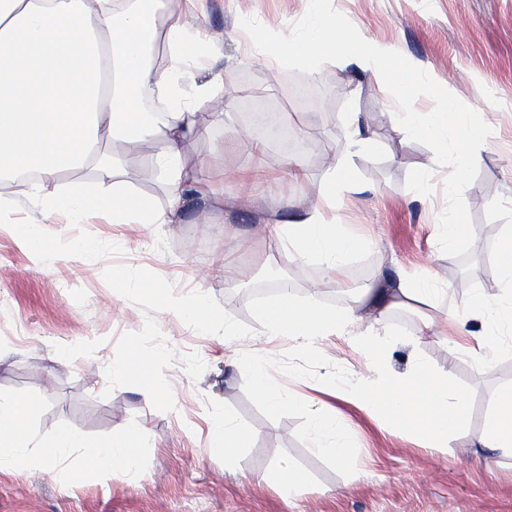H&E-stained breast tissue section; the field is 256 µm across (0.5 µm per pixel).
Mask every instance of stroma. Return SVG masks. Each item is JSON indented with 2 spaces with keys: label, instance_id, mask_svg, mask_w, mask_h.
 <instances>
[{
  "label": "stroma",
  "instance_id": "stroma-1",
  "mask_svg": "<svg viewBox=\"0 0 512 512\" xmlns=\"http://www.w3.org/2000/svg\"><path fill=\"white\" fill-rule=\"evenodd\" d=\"M204 23L223 33V127L187 137L182 161L223 194V204L186 212L182 224H53L56 251L31 255L11 225L41 216L37 198H17L1 216L0 393L35 401L29 420L34 441L46 442L67 426L88 441L121 438L141 426L137 477L103 478L82 469L73 455L71 476L50 469L0 471V512H512V456L449 444L432 455L418 438L381 431L349 404L368 370L348 344L330 336L302 347L261 336L258 306L275 298L280 280L302 300L316 294L327 310L341 308L379 273L416 277L432 273L459 308L474 289L489 301L502 295L497 250L512 233V0H332L369 42L390 45L475 109L493 133L477 154L479 174L464 192L475 228L472 270L443 254L437 243L446 204L448 167L432 150L404 135L392 119L397 106L371 65L355 59L328 63L312 74L286 72L275 63L241 61L239 25L255 17L287 30L304 15L303 0H204ZM296 80L315 87L307 108L289 96ZM262 99L311 145L302 157L267 150L251 155L224 130L241 126L248 103ZM357 113L370 145H356L345 113ZM158 141L132 151L103 140L100 150L119 157L120 172L156 208L170 188L153 164ZM348 162L356 188L337 195L333 213L346 230L371 239L347 262L341 282L318 267L287 259L260 232L258 221L288 220L325 191L332 161ZM301 165L302 178L291 174ZM260 171L253 181L251 171ZM89 239L99 252H73L68 243ZM231 265L236 282L225 286L217 268ZM127 283L119 285L116 272ZM209 302L211 330L188 325L166 308L167 298ZM241 330L224 338L225 320ZM397 345L383 359L396 375L409 370L408 343L415 318H388ZM140 350L156 360L166 399L135 380H108L112 365ZM422 357L449 374L468 397L464 425L473 437L488 426L497 392L512 385V352L492 366L440 343ZM259 363L282 382L293 401L271 413L257 397L249 372ZM332 386L331 405L355 437L350 462L336 463L313 449L312 411L297 397ZM233 419L250 436L249 447L224 460L210 446L213 421ZM289 463L306 479L284 502L270 478Z\"/></svg>",
  "mask_w": 512,
  "mask_h": 512
}]
</instances>
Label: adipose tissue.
I'll return each instance as SVG.
<instances>
[{
    "instance_id": "ef3b65f1",
    "label": "adipose tissue",
    "mask_w": 512,
    "mask_h": 512,
    "mask_svg": "<svg viewBox=\"0 0 512 512\" xmlns=\"http://www.w3.org/2000/svg\"><path fill=\"white\" fill-rule=\"evenodd\" d=\"M201 0H0V185L12 194L34 196L43 206L39 220L16 224L14 230L35 255L54 251L56 241L45 227L56 217L83 224L105 216L115 224H178L186 209L210 198V190L180 162L181 143L189 132L211 133L222 120L223 108L199 115L195 102L214 98L223 78L211 72L194 85L192 97L178 95L182 68L189 59L208 57L215 36L204 30L189 32ZM165 46L167 66H150L147 53ZM150 85L169 93L164 136L155 163L173 190L166 209L115 180V158L101 155V139L112 137L137 147L152 136L155 126L141 109V95ZM95 162L100 179L95 186H62L63 171ZM355 184L352 167L339 162L320 203L303 208L282 223L265 219L264 235L281 246L287 257L312 261L341 279L348 258L367 246L366 238L343 231L328 215L336 192ZM505 300L488 302L482 293L457 310H441L448 291L431 274L380 280L362 289L351 305L324 310L316 297L296 300L281 287L272 301L258 308L262 333L313 345L327 336L348 339L357 352L379 370L375 386L361 385L352 402L376 415L393 435H419L424 447L439 451L449 442L512 455V386L493 404L491 425L473 440L463 424L467 396L451 387L448 375L436 372L422 356H415L410 373L394 377L379 364L395 338L387 327L397 309L421 313L415 345L452 342L467 322H478L474 354L492 360L512 350V234L500 244ZM313 410L312 430L317 449L334 461L351 460V433L339 425L340 413L322 398H304ZM33 401L0 394V470L25 464L54 465L69 474L68 459L86 449L84 467L99 470L112 461L122 473L137 475L138 450L147 436L138 427L117 441L88 444L68 428L58 431L43 450H35L28 422Z\"/></svg>"
}]
</instances>
